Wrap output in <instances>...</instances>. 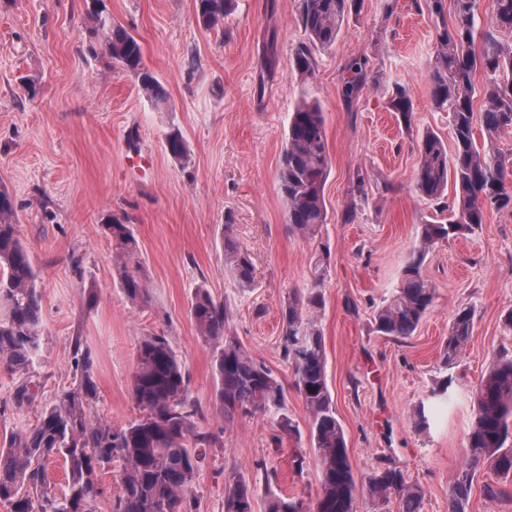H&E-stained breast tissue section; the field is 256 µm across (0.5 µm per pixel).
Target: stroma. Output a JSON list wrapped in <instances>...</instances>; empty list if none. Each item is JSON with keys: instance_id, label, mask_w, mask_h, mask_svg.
Here are the masks:
<instances>
[{"instance_id": "stroma-1", "label": "stroma", "mask_w": 512, "mask_h": 512, "mask_svg": "<svg viewBox=\"0 0 512 512\" xmlns=\"http://www.w3.org/2000/svg\"><path fill=\"white\" fill-rule=\"evenodd\" d=\"M113 20L143 47L164 85L155 105L95 35L94 0H0V189L40 272L43 335L35 365L37 402L16 406V376L0 367V439L34 424L43 404L73 387L72 339L96 361V418L115 426L139 416L132 394L142 336L168 337L182 358L197 422L219 442L196 478L198 512H224L226 477L316 499L318 468L308 439L276 441L262 414L225 422L216 400L212 349L190 316L198 284L231 311L230 331L282 382L289 416L308 414L280 353L281 305L311 285V242L289 234L278 193L279 155L289 114L302 93L326 117L331 170L325 183L330 272L319 320L328 386L356 480L393 459L425 492L422 512H448V487L465 462L470 397L500 349L512 309V208L490 210L473 232L427 256L422 274L438 293L414 334L376 332L374 315L398 285L418 244L419 224L442 218L454 195L433 201L415 187L418 140L429 131L452 144L448 113L431 99L438 19L423 0H362L316 72L302 81L292 55L304 41L302 0H235L223 26L204 29L194 0H104ZM366 57L379 76L354 101L342 95L345 64ZM413 102L411 125L390 106L395 86ZM189 146L188 164L164 147L170 127ZM149 161L137 175L128 157ZM365 196H357V182ZM255 266L251 289L224 268V215ZM120 218L139 244L136 260L150 301L129 303L115 265L120 249L105 226ZM96 287L86 305L81 289ZM473 308L472 337L452 368L453 394L430 430L413 409L443 378L441 348L455 313ZM309 460L296 471L292 460Z\"/></svg>"}]
</instances>
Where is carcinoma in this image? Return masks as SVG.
Returning a JSON list of instances; mask_svg holds the SVG:
<instances>
[{
	"label": "carcinoma",
	"mask_w": 512,
	"mask_h": 512,
	"mask_svg": "<svg viewBox=\"0 0 512 512\" xmlns=\"http://www.w3.org/2000/svg\"><path fill=\"white\" fill-rule=\"evenodd\" d=\"M358 0H302L301 24L306 37L292 58V70L314 77V47L336 43L346 16ZM478 0H451V22L436 31L437 54L431 82L435 108L451 115L455 149L448 154L441 138L428 132L417 144L416 189L427 199L440 198L453 182L455 204L447 222H427L418 230V247L401 271L400 285L374 316L376 330L386 336L413 335L434 307L437 290L422 276L433 249L451 237L463 236L484 223L487 210L512 203L508 181L512 158L492 150L493 142L512 131V47L504 46L501 30H512V0H493L488 27L478 29ZM231 0H195L198 24L212 29L224 23ZM97 31L112 59L137 78L152 101L164 104L167 93L143 63L140 42L122 25L96 12ZM481 40L480 50L475 41ZM342 93L351 102L377 76L368 59L354 58L345 67ZM484 74L481 88L476 71ZM480 95L481 111L473 109ZM390 105L405 127L411 126L413 103L408 91L393 89ZM480 121L487 144L475 139ZM165 149L187 163L188 146L177 127L169 129ZM330 171L326 119L320 103L302 96L288 122L278 171V192L285 205L288 233L316 243L313 281L309 288L288 292L281 309V355L292 368L294 387L309 415V438L319 470L320 490L312 503L268 487L265 512H354L357 485L342 425L328 386L327 356L318 315L325 305L322 286L330 266V247L323 241L327 223L324 186ZM13 205L0 191V365L22 378L15 389L18 405L36 400L35 359L42 335L41 296L32 255L12 219ZM463 217L464 223L456 221ZM123 252L134 254L138 242L131 225L119 219L106 225ZM224 266L241 288L254 285L252 258L234 235L232 214L224 213ZM120 288L133 304L149 302V290L139 272L127 264L116 267ZM191 315L200 336L212 346L216 377L215 399L224 420L257 413L269 416L277 431L299 436L298 425L286 412L285 389L265 366L250 357L243 344L229 335L230 310L199 285L191 300ZM474 311L459 310L441 353L442 366L454 365L473 332ZM75 385L45 405L36 423L0 442V501L11 512H91L100 494L98 472L118 468L121 493L112 512H198L195 481L207 462V449L218 438L202 430L195 418L199 408L191 399L182 359L165 335L141 338L136 351L133 396L142 416L116 429L92 414L97 398L94 361L82 337L75 338ZM452 379L430 390L427 403L415 412V426H429L435 404L448 399ZM473 422L466 437L465 463L448 488V512H467L474 479L483 468L498 477L512 476V351L499 353L482 376L473 396ZM61 457L67 484L59 494L48 481L45 462ZM367 491L379 505L395 497L401 512H421L423 489L407 481L405 471L386 459L367 477ZM256 494L248 482L230 476L225 482V512H255Z\"/></svg>",
	"instance_id": "carcinoma-1"
}]
</instances>
